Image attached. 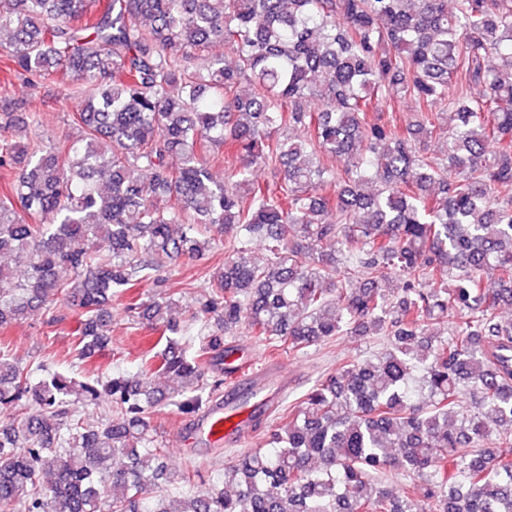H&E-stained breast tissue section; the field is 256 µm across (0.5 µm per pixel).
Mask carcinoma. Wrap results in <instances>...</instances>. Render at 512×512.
<instances>
[{
	"instance_id": "carcinoma-1",
	"label": "carcinoma",
	"mask_w": 512,
	"mask_h": 512,
	"mask_svg": "<svg viewBox=\"0 0 512 512\" xmlns=\"http://www.w3.org/2000/svg\"><path fill=\"white\" fill-rule=\"evenodd\" d=\"M0 41V89L53 81L83 131L15 140L0 109V169L16 172L0 254L25 266L0 267V330L63 301L82 359L108 350L114 304L159 331L132 377L0 352V512H512V456L495 450L512 439V0H0ZM215 45L207 74L188 65ZM226 145L237 165L218 180ZM217 233L224 264L191 316L217 330L194 336L175 295L136 290ZM242 326L271 353L382 343L278 408L265 445L195 494L151 415L202 411ZM104 395L112 421L85 424ZM392 472L398 490L378 488Z\"/></svg>"
}]
</instances>
